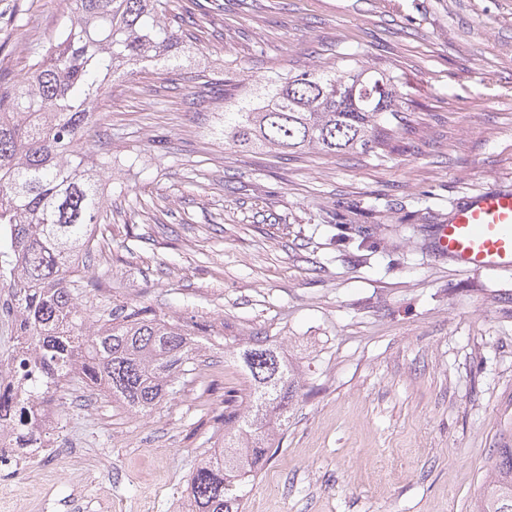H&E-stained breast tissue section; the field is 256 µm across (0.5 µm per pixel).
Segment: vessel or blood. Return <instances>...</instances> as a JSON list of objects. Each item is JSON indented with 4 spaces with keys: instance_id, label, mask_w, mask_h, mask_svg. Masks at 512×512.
<instances>
[{
    "instance_id": "b4317fda",
    "label": "vessel or blood",
    "mask_w": 512,
    "mask_h": 512,
    "mask_svg": "<svg viewBox=\"0 0 512 512\" xmlns=\"http://www.w3.org/2000/svg\"><path fill=\"white\" fill-rule=\"evenodd\" d=\"M434 248L466 268L512 270V190L487 189L456 207Z\"/></svg>"
}]
</instances>
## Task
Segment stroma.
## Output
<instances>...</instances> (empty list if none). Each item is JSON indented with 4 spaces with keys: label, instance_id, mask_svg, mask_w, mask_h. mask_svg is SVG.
Masks as SVG:
<instances>
[{
    "label": "stroma",
    "instance_id": "1",
    "mask_svg": "<svg viewBox=\"0 0 512 512\" xmlns=\"http://www.w3.org/2000/svg\"><path fill=\"white\" fill-rule=\"evenodd\" d=\"M176 61L116 76L96 129L112 167L98 307H149L200 347L185 386L137 415L77 378L53 395L54 510L191 512L189 478L247 401L224 358L258 336L298 370L279 448L245 512H469L512 447V271L438 255L463 199L512 189V0H174ZM63 0H0V72L31 62ZM390 74L407 124L336 157L224 143V103L267 77L351 61ZM112 484L104 500L85 471Z\"/></svg>",
    "mask_w": 512,
    "mask_h": 512
}]
</instances>
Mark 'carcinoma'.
Here are the masks:
<instances>
[{
    "mask_svg": "<svg viewBox=\"0 0 512 512\" xmlns=\"http://www.w3.org/2000/svg\"><path fill=\"white\" fill-rule=\"evenodd\" d=\"M171 0H65L34 61L16 78L0 73V258L14 299L11 316L40 351L55 383L78 370L132 410L152 412L177 393L197 360L183 327L146 306L119 312L79 302L80 264L100 250L108 218V163L92 128L109 82L171 58L187 37ZM265 93L224 113V142L276 153L370 152L387 138L403 94L392 76L363 66L315 67L267 81ZM249 375L253 399L220 415L224 447L190 477L195 512H244L260 460L274 447L299 386L294 368L256 337L230 352ZM471 512H512V448H499Z\"/></svg>",
    "mask_w": 512,
    "mask_h": 512,
    "instance_id": "cac0c4a2",
    "label": "carcinoma"
}]
</instances>
